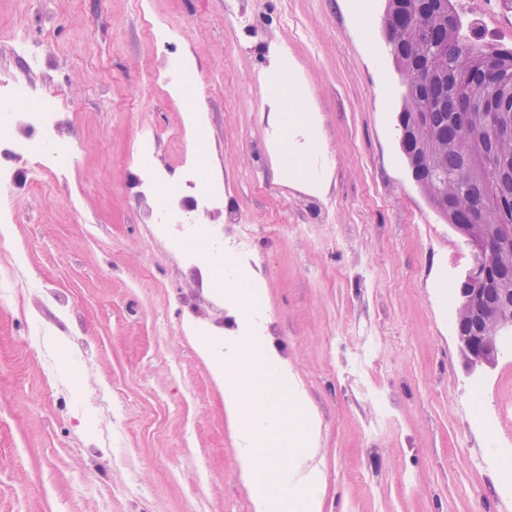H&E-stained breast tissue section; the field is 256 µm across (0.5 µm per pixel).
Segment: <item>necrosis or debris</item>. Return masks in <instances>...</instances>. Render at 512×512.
Wrapping results in <instances>:
<instances>
[{"label":"necrosis or debris","instance_id":"obj_1","mask_svg":"<svg viewBox=\"0 0 512 512\" xmlns=\"http://www.w3.org/2000/svg\"><path fill=\"white\" fill-rule=\"evenodd\" d=\"M144 31L156 47L154 57L146 69L152 80L163 83L171 94L192 86L195 76L189 61L180 49L182 32L168 22H146ZM72 105L55 86L36 89L12 73H0V222L10 221L6 204L15 186V165L33 158L35 174H47L62 169L72 158L74 149L60 140L56 131L61 116L70 112ZM202 173L199 166L187 162L178 182L155 178L149 186L157 208V223L170 225L177 240L193 236L183 225V206L192 203L195 210L206 212L224 203L221 190H201ZM382 344L378 337L364 333L347 362L359 391L376 407V414L368 423L370 435L394 425L398 415L394 403L377 379ZM468 428L482 432L488 444L483 457L487 466L497 467L508 448L500 440V419L512 411V402L502 401L498 408L485 406V388L476 382L468 389Z\"/></svg>","mask_w":512,"mask_h":512}]
</instances>
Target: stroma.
<instances>
[{"mask_svg": "<svg viewBox=\"0 0 512 512\" xmlns=\"http://www.w3.org/2000/svg\"><path fill=\"white\" fill-rule=\"evenodd\" d=\"M387 0H0V70L58 86L73 164L34 183L18 165L13 222L0 232V512H253L223 387L199 351L238 336L245 315L207 253L154 224L147 186L197 162L224 190L210 235L248 225L252 287L269 345L316 421L311 465L322 512H512L479 437L450 401L476 379L488 404L512 387V354L470 367L455 337L472 252L430 206L400 147L403 87L382 19ZM182 27L202 99L195 149L182 98L143 90L153 46L144 16ZM481 40L512 48V15L481 0ZM25 22L43 65L12 50ZM287 55L308 89L313 132L297 157L324 190L282 173L280 108L266 92ZM157 138L139 165L142 125ZM184 136L176 147V136ZM317 149H309L310 138ZM239 224L225 225L224 211ZM372 323L398 410L365 452L373 405L347 374L340 336Z\"/></svg>", "mask_w": 512, "mask_h": 512, "instance_id": "stroma-1", "label": "stroma"}]
</instances>
